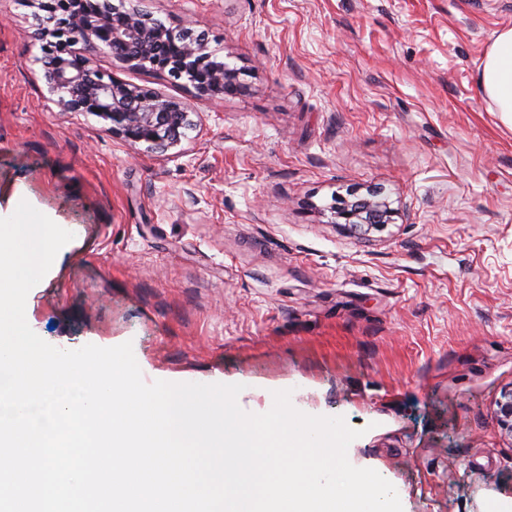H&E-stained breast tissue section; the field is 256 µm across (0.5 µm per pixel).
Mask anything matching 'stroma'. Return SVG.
Returning <instances> with one entry per match:
<instances>
[{
    "instance_id": "35a3bbf8",
    "label": "stroma",
    "mask_w": 512,
    "mask_h": 512,
    "mask_svg": "<svg viewBox=\"0 0 512 512\" xmlns=\"http://www.w3.org/2000/svg\"><path fill=\"white\" fill-rule=\"evenodd\" d=\"M37 0H0V208L73 233L26 319L62 350L129 341L145 382L273 391L359 430L404 512H512V129L479 65L512 0H121L202 35L242 89L94 52L184 102L159 152L68 111L44 78ZM379 190L371 239L330 222ZM496 424L501 433L512 438V391L504 393L496 401L494 410Z\"/></svg>"
}]
</instances>
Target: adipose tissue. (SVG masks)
<instances>
[{"instance_id": "1", "label": "adipose tissue", "mask_w": 512, "mask_h": 512, "mask_svg": "<svg viewBox=\"0 0 512 512\" xmlns=\"http://www.w3.org/2000/svg\"><path fill=\"white\" fill-rule=\"evenodd\" d=\"M479 84L492 111L512 126V28L498 33L479 69Z\"/></svg>"}]
</instances>
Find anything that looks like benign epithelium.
Returning <instances> with one entry per match:
<instances>
[{
  "instance_id": "obj_1",
  "label": "benign epithelium",
  "mask_w": 512,
  "mask_h": 512,
  "mask_svg": "<svg viewBox=\"0 0 512 512\" xmlns=\"http://www.w3.org/2000/svg\"><path fill=\"white\" fill-rule=\"evenodd\" d=\"M83 4L84 0L44 2L51 18H64L62 44L44 77L69 111L97 114L112 123V132L131 143L145 142L161 152L178 144L180 131L189 125L187 108L153 90L104 74L90 56H72L68 51L74 43L72 33H83L86 43L104 47L129 63L148 64L178 79L186 76L201 96H223L238 77L236 71L212 60L202 40L187 31L176 35L159 25L147 33V16L139 11H118L104 0V7L90 13ZM176 41L180 52L171 57L166 48ZM393 216L390 202L373 191L340 197L330 207V223L362 237L384 231ZM494 415L501 433L512 438V391L496 401Z\"/></svg>"
}]
</instances>
